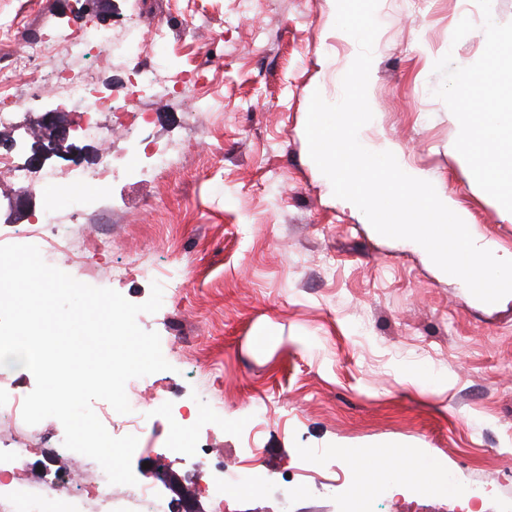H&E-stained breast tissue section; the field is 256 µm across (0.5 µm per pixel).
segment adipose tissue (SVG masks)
Listing matches in <instances>:
<instances>
[{
    "label": "adipose tissue",
    "mask_w": 512,
    "mask_h": 512,
    "mask_svg": "<svg viewBox=\"0 0 512 512\" xmlns=\"http://www.w3.org/2000/svg\"><path fill=\"white\" fill-rule=\"evenodd\" d=\"M455 99L464 105H473L483 99L481 111L473 113L472 120L479 125L483 136L473 152L462 157L475 183L494 185L512 184V166L507 159L512 156V108L489 105L490 97L512 99V85L500 81L497 65L488 64L480 68L462 66L453 89Z\"/></svg>",
    "instance_id": "1"
}]
</instances>
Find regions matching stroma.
Returning a JSON list of instances; mask_svg holds the SVG:
<instances>
[{"label":"stroma","instance_id":"obj_1","mask_svg":"<svg viewBox=\"0 0 512 512\" xmlns=\"http://www.w3.org/2000/svg\"><path fill=\"white\" fill-rule=\"evenodd\" d=\"M334 0H0L13 25L0 58L31 40H54L109 25L118 43L147 48L166 24L169 58L158 79L191 82L196 95L155 101L136 131L118 132L122 172L79 219L112 244L83 262L55 267L129 301L163 287L158 312L138 325L157 332L167 371L148 375L149 393L193 412L187 452L166 451L172 432L149 420L151 455L134 453L141 483L160 512H345L355 483L389 469L395 452H416L458 486L494 489L476 512H512V295L473 299L465 284L409 240L378 234L332 186L308 153L311 97L338 102L358 53L335 29ZM368 99V144H393L406 166L470 216L471 235L512 254V221L501 189L475 185L461 157L479 137L471 108L452 88L462 65L489 59L488 30L512 36V0H380ZM102 93L123 95L135 75L122 54L86 63ZM73 126L72 147L29 167L44 113ZM167 149L158 171L145 145ZM101 146L48 93L0 125V152L39 183L52 172L93 166ZM0 183V245L24 243L49 202L65 204L64 182L14 209ZM123 269L120 277L111 276ZM36 453L14 470L9 496L54 488L71 502L84 478L82 456L56 451L53 417L0 425ZM266 475L261 492H231L225 471ZM465 497L418 495L402 487L370 512H465Z\"/></svg>","mask_w":512,"mask_h":512}]
</instances>
